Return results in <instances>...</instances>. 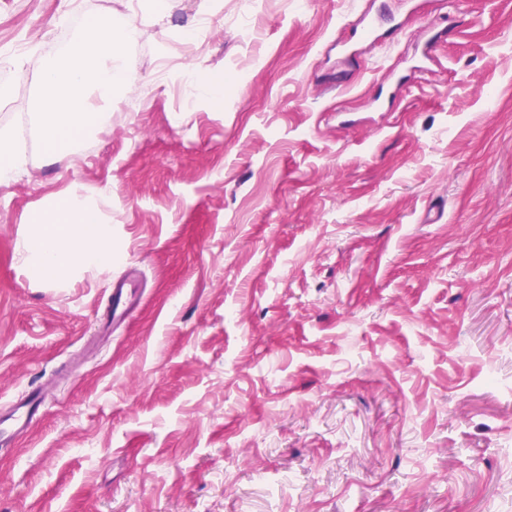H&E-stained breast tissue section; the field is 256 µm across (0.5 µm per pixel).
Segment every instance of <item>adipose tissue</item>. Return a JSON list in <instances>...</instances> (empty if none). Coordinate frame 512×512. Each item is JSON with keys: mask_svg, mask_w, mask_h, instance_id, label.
<instances>
[{"mask_svg": "<svg viewBox=\"0 0 512 512\" xmlns=\"http://www.w3.org/2000/svg\"><path fill=\"white\" fill-rule=\"evenodd\" d=\"M138 32L132 27L90 18L83 35L69 49V62L40 58L37 68L47 91L40 104L39 128L48 150L70 146L104 118L114 93L130 82L125 49ZM107 227L97 209L62 200L42 216L19 250L29 275L55 283L79 268L109 261Z\"/></svg>", "mask_w": 512, "mask_h": 512, "instance_id": "adipose-tissue-1", "label": "adipose tissue"}]
</instances>
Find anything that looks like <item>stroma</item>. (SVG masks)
<instances>
[{
  "label": "stroma",
  "instance_id": "35a3bbf8",
  "mask_svg": "<svg viewBox=\"0 0 512 512\" xmlns=\"http://www.w3.org/2000/svg\"><path fill=\"white\" fill-rule=\"evenodd\" d=\"M92 16L131 85L51 157L32 60ZM0 56V512H512V0H0ZM66 197L112 261L35 280ZM24 164L13 133L0 130V183L10 181L15 172ZM130 271L125 276L112 280L109 296L112 323H121L137 303V289ZM39 391L32 389L27 398L10 412L0 414V437L1 440L19 441L23 439L28 429L36 418L41 407Z\"/></svg>",
  "mask_w": 512,
  "mask_h": 512
}]
</instances>
